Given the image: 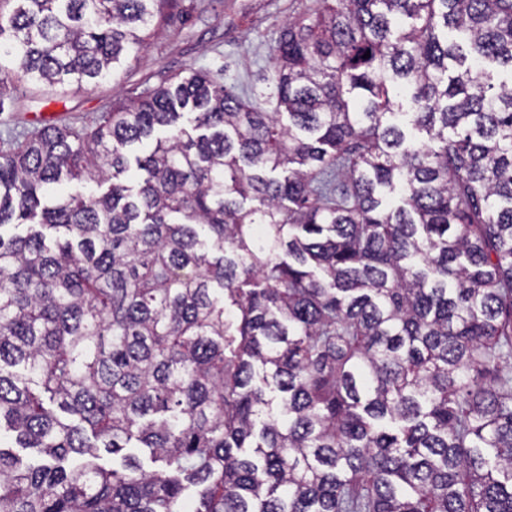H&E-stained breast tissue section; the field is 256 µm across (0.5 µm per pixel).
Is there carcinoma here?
I'll list each match as a JSON object with an SVG mask.
<instances>
[{
	"label": "carcinoma",
	"mask_w": 512,
	"mask_h": 512,
	"mask_svg": "<svg viewBox=\"0 0 512 512\" xmlns=\"http://www.w3.org/2000/svg\"><path fill=\"white\" fill-rule=\"evenodd\" d=\"M171 2L0 0V84ZM318 4L273 112L193 70L0 151V512H512V0Z\"/></svg>",
	"instance_id": "obj_1"
}]
</instances>
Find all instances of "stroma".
<instances>
[{
    "instance_id": "stroma-1",
    "label": "stroma",
    "mask_w": 512,
    "mask_h": 512,
    "mask_svg": "<svg viewBox=\"0 0 512 512\" xmlns=\"http://www.w3.org/2000/svg\"><path fill=\"white\" fill-rule=\"evenodd\" d=\"M317 0H173L166 20L145 31L146 44L116 73L75 91L12 82L0 97V150L10 135L34 130L38 116L91 129L112 104L152 91L189 70L222 74L226 83L253 90L258 103L271 93L264 75L283 24L313 10Z\"/></svg>"
}]
</instances>
